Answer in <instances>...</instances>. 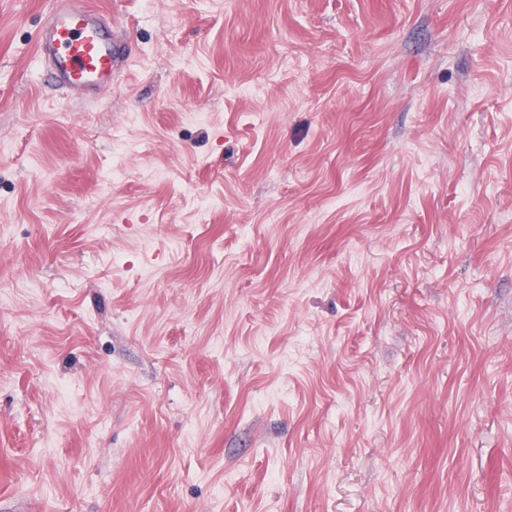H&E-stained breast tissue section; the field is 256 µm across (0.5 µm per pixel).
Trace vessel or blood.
<instances>
[{
	"label": "vessel or blood",
	"instance_id": "obj_1",
	"mask_svg": "<svg viewBox=\"0 0 512 512\" xmlns=\"http://www.w3.org/2000/svg\"><path fill=\"white\" fill-rule=\"evenodd\" d=\"M112 26L84 0H53L37 36L49 82L83 100L110 87L119 64Z\"/></svg>",
	"mask_w": 512,
	"mask_h": 512
}]
</instances>
